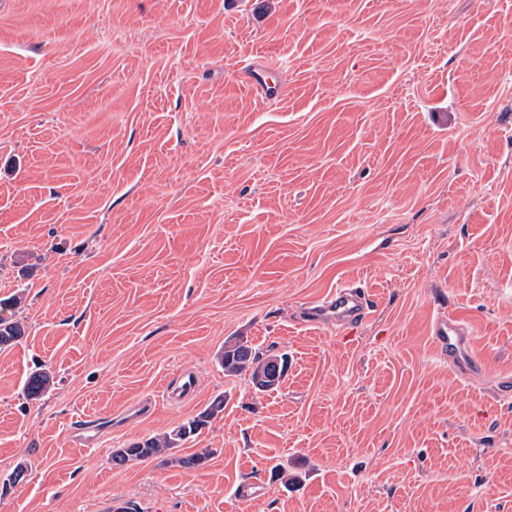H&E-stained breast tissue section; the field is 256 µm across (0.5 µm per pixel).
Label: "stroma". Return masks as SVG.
Here are the masks:
<instances>
[{"label": "stroma", "mask_w": 512, "mask_h": 512, "mask_svg": "<svg viewBox=\"0 0 512 512\" xmlns=\"http://www.w3.org/2000/svg\"><path fill=\"white\" fill-rule=\"evenodd\" d=\"M346 280L368 320H304ZM15 294L0 512H512V0H0ZM448 312L487 358L466 384ZM238 336L287 354L277 390L225 375ZM219 396L176 450L203 463L113 465ZM269 68L267 66L253 67L250 73H256L259 77L251 74L249 77V83L252 85V89L256 95L264 100L274 99L281 95L282 87L279 83H270L264 80L259 74L266 72ZM434 343L439 358L448 362L457 377L462 381H469L475 374L487 367V361L482 355H475L464 359L461 353L468 344L465 326L461 320L448 312L438 317L434 327Z\"/></svg>", "instance_id": "stroma-1"}]
</instances>
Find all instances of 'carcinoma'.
<instances>
[{
    "label": "carcinoma",
    "instance_id": "carcinoma-1",
    "mask_svg": "<svg viewBox=\"0 0 512 512\" xmlns=\"http://www.w3.org/2000/svg\"><path fill=\"white\" fill-rule=\"evenodd\" d=\"M20 303V297L0 302V350L6 349L24 335V327L21 321L15 318L11 309ZM287 354H273L263 356L248 342L240 338H231L224 342V351L221 353L220 364L224 367V373L229 376H237L243 373L250 374L253 386L260 392H267L278 388L284 378V373L274 374L276 364H285ZM50 377L45 372L32 374L26 381L25 390L31 398L39 397L45 392ZM224 411V399H215L208 409L197 417L189 419L161 435L151 436L141 442L130 445L127 448H119L112 454V463L118 466L130 460H143L149 458H161L166 464H178L180 466H194L200 464L210 454L211 450L205 448L200 453L189 457H178L174 449L179 448L185 441L197 434V432L209 420L215 418Z\"/></svg>",
    "mask_w": 512,
    "mask_h": 512
}]
</instances>
